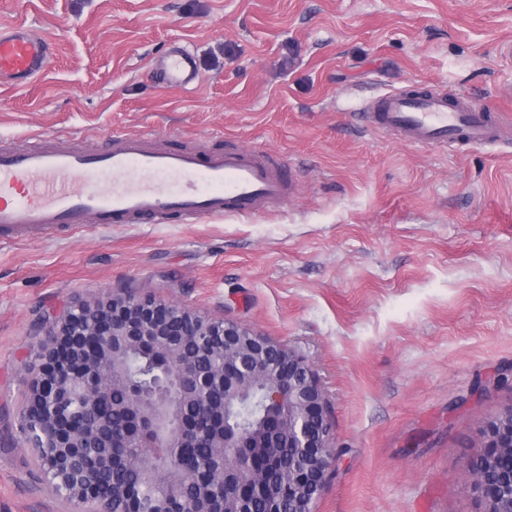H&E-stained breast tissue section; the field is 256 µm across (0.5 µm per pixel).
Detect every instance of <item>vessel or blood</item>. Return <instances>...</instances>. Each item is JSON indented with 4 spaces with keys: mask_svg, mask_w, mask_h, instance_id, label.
<instances>
[{
    "mask_svg": "<svg viewBox=\"0 0 512 512\" xmlns=\"http://www.w3.org/2000/svg\"><path fill=\"white\" fill-rule=\"evenodd\" d=\"M56 44L21 26L0 28V85L27 86L48 69ZM198 77L194 53L167 55L162 82L180 89ZM360 118L415 145L499 139L498 113L464 96L394 90L374 97ZM286 165L255 148L172 149L151 134L114 130L98 151L69 139L37 137L19 152L0 149V240L88 224H191L208 217H251L287 199Z\"/></svg>",
    "mask_w": 512,
    "mask_h": 512,
    "instance_id": "1",
    "label": "vessel or blood"
}]
</instances>
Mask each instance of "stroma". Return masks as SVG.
I'll use <instances>...</instances> for the list:
<instances>
[{
  "label": "stroma",
  "instance_id": "stroma-1",
  "mask_svg": "<svg viewBox=\"0 0 512 512\" xmlns=\"http://www.w3.org/2000/svg\"><path fill=\"white\" fill-rule=\"evenodd\" d=\"M52 35L50 69L0 87V143L113 129L263 148L279 208L197 224H91L0 243V512H94L56 494L21 431L46 320L114 290L230 320L301 354L338 460L314 512H481L464 465L512 399V136L408 144L362 100L414 85L512 125V0H0ZM190 91L148 80L172 45Z\"/></svg>",
  "mask_w": 512,
  "mask_h": 512
}]
</instances>
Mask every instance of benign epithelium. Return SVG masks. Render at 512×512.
<instances>
[{"mask_svg":"<svg viewBox=\"0 0 512 512\" xmlns=\"http://www.w3.org/2000/svg\"><path fill=\"white\" fill-rule=\"evenodd\" d=\"M153 350L161 363L153 386L139 389L129 380L121 432L101 420L112 405L113 361L137 348ZM41 364L29 386V397L52 403L50 412L37 415L27 426L31 448L50 449L56 493L78 502H91L96 512H112L87 479L91 468L112 475V457L101 463L84 457V448H154L155 469L173 463L171 449L195 447L207 439L195 421L210 414V385L224 382V392L237 396L240 407L259 404L262 391L271 406L288 409L270 428L269 447L288 433V447L306 457L303 470L288 468V512H313L324 492L337 451L325 392L306 360L291 348L233 321L214 320L173 302H160L111 293L94 302L71 307L45 331ZM504 410L482 422L479 454L512 450V429H501ZM219 447L238 460L251 447L250 429L220 421ZM468 486L483 503V512H512V469L501 470L496 483L486 481L470 460L465 465ZM172 490L159 487L148 495L140 512H167Z\"/></svg>","mask_w":512,"mask_h":512,"instance_id":"7a95c632","label":"benign epithelium"}]
</instances>
